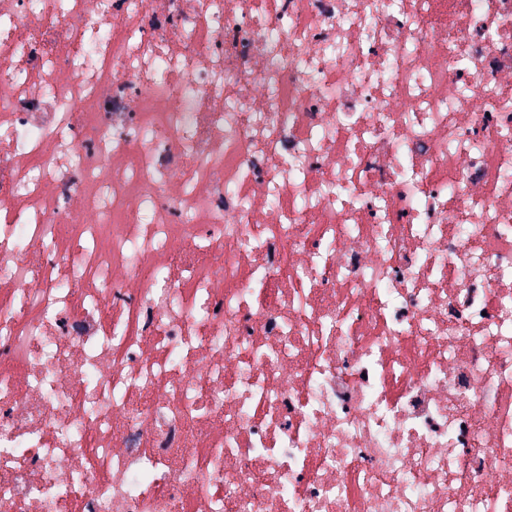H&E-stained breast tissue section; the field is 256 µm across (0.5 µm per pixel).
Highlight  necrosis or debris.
<instances>
[{
	"label": "necrosis or debris",
	"instance_id": "obj_1",
	"mask_svg": "<svg viewBox=\"0 0 512 512\" xmlns=\"http://www.w3.org/2000/svg\"><path fill=\"white\" fill-rule=\"evenodd\" d=\"M0 512H512V0H0Z\"/></svg>",
	"mask_w": 512,
	"mask_h": 512
}]
</instances>
